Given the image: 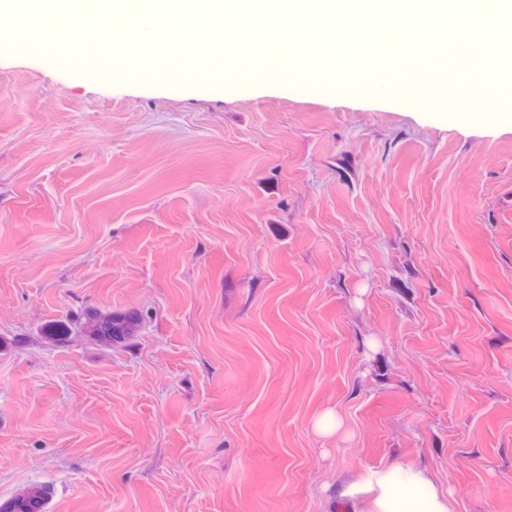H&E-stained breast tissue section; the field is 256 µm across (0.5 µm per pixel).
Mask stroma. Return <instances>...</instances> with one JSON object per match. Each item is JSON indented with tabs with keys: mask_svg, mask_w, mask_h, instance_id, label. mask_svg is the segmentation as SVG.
<instances>
[{
	"mask_svg": "<svg viewBox=\"0 0 512 512\" xmlns=\"http://www.w3.org/2000/svg\"><path fill=\"white\" fill-rule=\"evenodd\" d=\"M281 52L171 43L149 66L174 95L125 50L77 76L0 41V501L337 512L400 465L450 512H512V99L460 112L400 64L344 75L438 111L288 97L276 77L326 74ZM89 310L141 328L45 339ZM51 495V488L48 485L31 484L14 496L1 501L0 512H45Z\"/></svg>",
	"mask_w": 512,
	"mask_h": 512,
	"instance_id": "35a3bbf8",
	"label": "stroma"
}]
</instances>
